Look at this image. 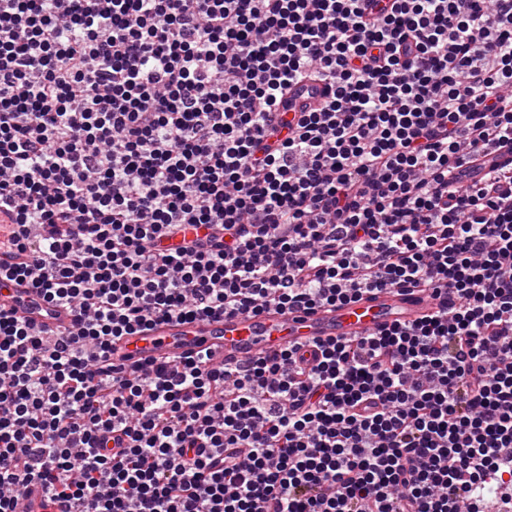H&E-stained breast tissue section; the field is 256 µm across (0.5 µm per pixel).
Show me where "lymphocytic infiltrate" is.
Returning a JSON list of instances; mask_svg holds the SVG:
<instances>
[{
    "label": "lymphocytic infiltrate",
    "instance_id": "f902f5d3",
    "mask_svg": "<svg viewBox=\"0 0 512 512\" xmlns=\"http://www.w3.org/2000/svg\"><path fill=\"white\" fill-rule=\"evenodd\" d=\"M329 97L287 115L291 83ZM512 0H0V512H512ZM311 355L119 366L159 321L384 288ZM32 289L20 286L11 288L10 292L3 290L0 306L12 316L31 321L46 330L57 332L69 327L72 316L68 311L55 309L50 312V315H45L48 310L47 303Z\"/></svg>",
    "mask_w": 512,
    "mask_h": 512
}]
</instances>
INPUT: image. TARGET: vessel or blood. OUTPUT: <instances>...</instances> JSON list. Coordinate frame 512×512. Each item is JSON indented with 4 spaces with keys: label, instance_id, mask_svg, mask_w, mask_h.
Masks as SVG:
<instances>
[{
    "label": "vessel or blood",
    "instance_id": "1",
    "mask_svg": "<svg viewBox=\"0 0 512 512\" xmlns=\"http://www.w3.org/2000/svg\"><path fill=\"white\" fill-rule=\"evenodd\" d=\"M327 94L328 88L322 82L292 84L287 108L292 112L311 108L325 100ZM436 305V300L418 289L390 288L345 304L288 313L270 309L259 314L193 321L171 319L140 334L122 337L112 350V359L128 365L172 363L207 349L225 365L235 366L287 347L335 339L358 340L395 324L415 322ZM0 309L55 332L72 322L68 311L48 310L42 297L25 286L0 293Z\"/></svg>",
    "mask_w": 512,
    "mask_h": 512
}]
</instances>
